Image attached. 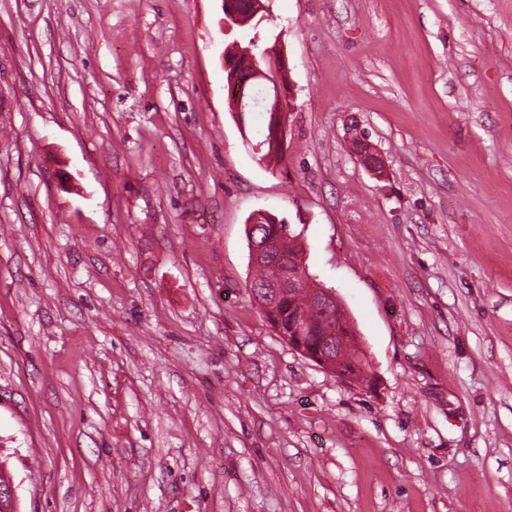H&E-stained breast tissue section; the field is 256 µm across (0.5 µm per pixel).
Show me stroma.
Segmentation results:
<instances>
[{"mask_svg": "<svg viewBox=\"0 0 512 512\" xmlns=\"http://www.w3.org/2000/svg\"><path fill=\"white\" fill-rule=\"evenodd\" d=\"M0 0V470L20 512H512V0ZM280 37L284 162L224 50ZM364 129L372 175L347 129ZM265 212L378 382L266 322ZM222 10L224 27L230 29L232 25L249 22L260 12H267L269 6L262 0H222ZM351 148L355 155L360 158V161L372 172L375 174H380L381 171V161L378 157V154L375 152L371 143L365 138L360 139L353 145L351 140ZM368 157V159L366 158Z\"/></svg>", "mask_w": 512, "mask_h": 512, "instance_id": "35a3bbf8", "label": "stroma"}]
</instances>
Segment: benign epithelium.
Segmentation results:
<instances>
[{"label": "benign epithelium", "mask_w": 512, "mask_h": 512, "mask_svg": "<svg viewBox=\"0 0 512 512\" xmlns=\"http://www.w3.org/2000/svg\"><path fill=\"white\" fill-rule=\"evenodd\" d=\"M224 13V27L229 29L234 25H243L249 22L260 12L269 10L263 0H222ZM251 57V50L229 49L224 53V69L227 72L228 105L230 111L239 115L252 111L255 103L253 91L262 92L261 104L265 111L272 116V144L284 140L287 111L291 109L293 90L291 83L282 77L279 65L284 63V49L280 38H275L272 45L263 49V56L271 63L272 68L265 70L257 62L247 69L239 67L241 57ZM352 150L360 161L372 172L381 173V161L371 143L361 139L352 145ZM279 241L273 238L260 242L253 241L250 251L251 264L274 260L277 257L276 249ZM304 288L309 292L314 308L325 318L336 317V323L325 327L323 345L341 348L345 344L342 331L338 324L344 320V308L333 290L325 288L310 277L297 279L293 274L281 277L271 284L269 296L276 298L292 294L295 290ZM304 356L316 362L323 368L332 370L336 375L346 381H355L357 377L349 370L339 365V360L330 356L313 354L307 350L299 349ZM17 491L12 480L0 483V512H17Z\"/></svg>", "instance_id": "1"}]
</instances>
